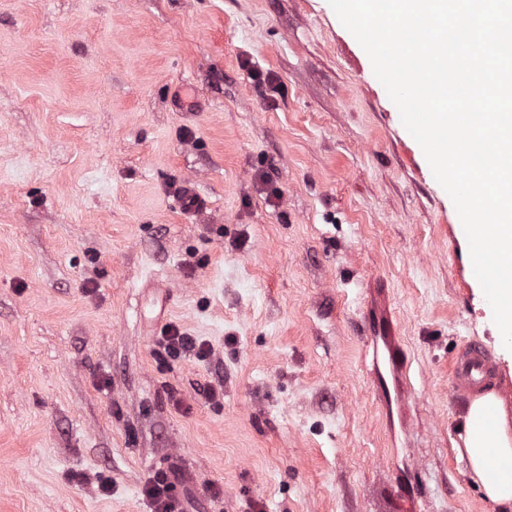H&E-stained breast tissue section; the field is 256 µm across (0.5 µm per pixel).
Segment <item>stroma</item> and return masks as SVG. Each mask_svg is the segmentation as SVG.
<instances>
[{"label":"stroma","mask_w":512,"mask_h":512,"mask_svg":"<svg viewBox=\"0 0 512 512\" xmlns=\"http://www.w3.org/2000/svg\"><path fill=\"white\" fill-rule=\"evenodd\" d=\"M458 222L326 0H0V512L160 471L183 512H508L458 458L450 366L501 352ZM159 345L166 351L170 356H195L198 358H204L207 356L209 349L205 347V344L197 342L192 336H187L181 332L175 325H168L162 332ZM368 352L372 350L373 370H376L381 357H385L388 363L391 375L393 389L398 401H405L409 393V383L407 379V359L403 358V350L398 343L397 336H390L381 331L377 336L367 337Z\"/></svg>","instance_id":"stroma-1"}]
</instances>
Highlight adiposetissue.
<instances>
[{
    "mask_svg": "<svg viewBox=\"0 0 512 512\" xmlns=\"http://www.w3.org/2000/svg\"><path fill=\"white\" fill-rule=\"evenodd\" d=\"M462 458L485 498L492 504H512V427L501 401L489 392L475 398L464 418Z\"/></svg>",
    "mask_w": 512,
    "mask_h": 512,
    "instance_id": "ef3b65f1",
    "label": "adipose tissue"
}]
</instances>
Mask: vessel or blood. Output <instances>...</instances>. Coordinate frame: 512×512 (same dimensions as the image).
<instances>
[{
  "mask_svg": "<svg viewBox=\"0 0 512 512\" xmlns=\"http://www.w3.org/2000/svg\"><path fill=\"white\" fill-rule=\"evenodd\" d=\"M373 362L387 361L388 376H377L376 394L381 401L405 400L408 393L407 361L396 337L380 333L367 339ZM452 391L464 398L499 382L501 374L495 356L482 344L466 343L451 365Z\"/></svg>",
  "mask_w": 512,
  "mask_h": 512,
  "instance_id": "obj_1",
  "label": "vessel or blood"
}]
</instances>
